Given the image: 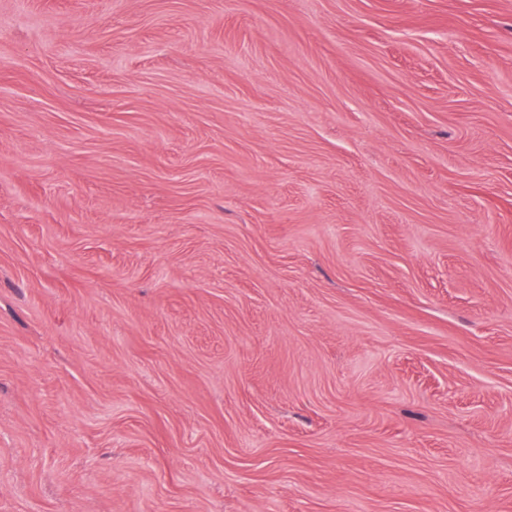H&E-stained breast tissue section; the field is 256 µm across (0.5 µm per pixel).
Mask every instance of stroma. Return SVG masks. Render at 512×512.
Returning <instances> with one entry per match:
<instances>
[{
	"label": "stroma",
	"mask_w": 512,
	"mask_h": 512,
	"mask_svg": "<svg viewBox=\"0 0 512 512\" xmlns=\"http://www.w3.org/2000/svg\"><path fill=\"white\" fill-rule=\"evenodd\" d=\"M0 512H512V0H0Z\"/></svg>",
	"instance_id": "obj_1"
}]
</instances>
